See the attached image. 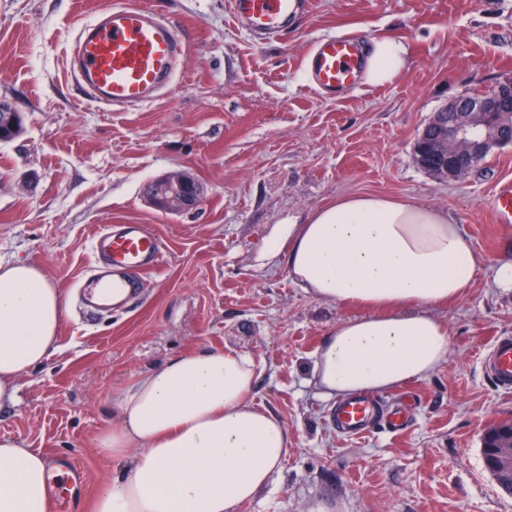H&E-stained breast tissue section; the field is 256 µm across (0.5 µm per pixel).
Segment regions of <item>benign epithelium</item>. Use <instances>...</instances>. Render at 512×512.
<instances>
[{"mask_svg":"<svg viewBox=\"0 0 512 512\" xmlns=\"http://www.w3.org/2000/svg\"><path fill=\"white\" fill-rule=\"evenodd\" d=\"M508 145H512V80L489 94L450 101L418 135L412 159L445 179L461 181L489 148ZM148 199L165 212L184 213L200 203L201 188L189 172L173 171L151 183ZM482 453L494 478L504 469L512 475V424L486 430Z\"/></svg>","mask_w":512,"mask_h":512,"instance_id":"1","label":"benign epithelium"}]
</instances>
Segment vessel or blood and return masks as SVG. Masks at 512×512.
<instances>
[{
  "instance_id": "1",
  "label": "vessel or blood",
  "mask_w": 512,
  "mask_h": 512,
  "mask_svg": "<svg viewBox=\"0 0 512 512\" xmlns=\"http://www.w3.org/2000/svg\"><path fill=\"white\" fill-rule=\"evenodd\" d=\"M234 21L248 34L273 37L292 26L301 0H228ZM187 50L181 28L139 0H113L76 32L68 52L71 73L89 100L114 111L137 109L170 91L177 63ZM366 59L360 43L348 36L318 39L307 67L311 87L333 99L354 92ZM91 251L95 274L78 286L86 308L100 309L124 301L137 281L131 273H149L162 261L159 239L137 224L106 226L94 234ZM484 370L503 391L512 390V336L498 337L483 356ZM406 400L383 402L366 393L341 399L333 422L347 436L369 433L381 422L391 433L409 423Z\"/></svg>"
}]
</instances>
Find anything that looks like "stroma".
<instances>
[{
  "label": "stroma",
  "instance_id": "35a3bbf8",
  "mask_svg": "<svg viewBox=\"0 0 512 512\" xmlns=\"http://www.w3.org/2000/svg\"><path fill=\"white\" fill-rule=\"evenodd\" d=\"M111 0H0V99L25 116L0 143V261L39 268L67 302L56 351L0 407V436L48 460L76 458L82 485L55 472L56 512H93L115 471L95 450L112 427L113 393L171 357L232 348L256 367L251 398L292 438L271 485L237 512H512L486 471L484 429L512 421V392L481 368L495 336L512 335V224L494 221L497 185L512 182V146L492 150L466 182L440 181L412 160L423 128L449 101L512 80V0H309L278 41L259 46L225 0H142L184 29L189 50L174 91L134 112L82 103L66 49ZM350 34L403 41L393 83L351 95L312 92L313 43ZM173 170L204 188L197 210L169 213L146 189ZM344 193L437 206L480 258L472 288L436 307L451 333L448 360L397 386L413 398L411 426L341 436L333 400L312 382L313 354L360 308L321 301L285 265L256 255L274 225ZM140 224L165 258L121 311L81 312L72 290L90 272V239Z\"/></svg>",
  "mask_w": 512,
  "mask_h": 512
}]
</instances>
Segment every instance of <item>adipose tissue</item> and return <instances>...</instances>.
I'll return each mask as SVG.
<instances>
[{
	"label": "adipose tissue",
	"instance_id": "obj_1",
	"mask_svg": "<svg viewBox=\"0 0 512 512\" xmlns=\"http://www.w3.org/2000/svg\"><path fill=\"white\" fill-rule=\"evenodd\" d=\"M407 49L373 41L364 79L394 81ZM260 265L285 263L315 298L356 305L314 354L312 380L328 398L382 392L435 372L450 331L434 307L463 297L478 258L445 210L400 198L348 194L275 225ZM66 303L36 267L0 264V405L22 374L52 354ZM255 364L236 350L189 352L136 376L112 400L115 421L96 440L122 472L94 512H235L270 483L286 458L287 426L250 399ZM42 453L0 438V512H52Z\"/></svg>",
	"mask_w": 512,
	"mask_h": 512
}]
</instances>
